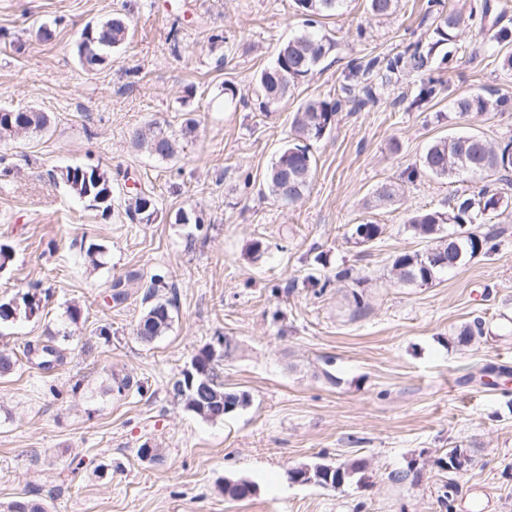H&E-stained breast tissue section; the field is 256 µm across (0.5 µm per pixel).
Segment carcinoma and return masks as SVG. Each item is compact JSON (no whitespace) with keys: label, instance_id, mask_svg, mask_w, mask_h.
Segmentation results:
<instances>
[{"label":"carcinoma","instance_id":"obj_1","mask_svg":"<svg viewBox=\"0 0 512 512\" xmlns=\"http://www.w3.org/2000/svg\"><path fill=\"white\" fill-rule=\"evenodd\" d=\"M400 0H367L368 12L378 18L389 17L399 9ZM345 0H296L297 7L306 16L329 17L342 8ZM440 0H428L427 14L434 16L431 37L427 44L410 45L396 54L366 55L348 62L342 71L339 94L327 99H312L302 103L293 115L291 128L295 138L279 151L265 174V184L271 196L287 205L302 199L308 188L314 168L313 155L308 142L319 140L330 133L339 112L351 106L360 109L376 98V90L384 84L397 83L403 75H427L435 65L450 62L448 44L455 32L468 27L476 17L474 11L450 8L444 13L437 9ZM491 13L490 4L481 8L482 29L487 43L506 46L512 43V28L501 24L497 18L491 22L486 18ZM129 37V23L123 17L88 24L81 31L76 51L80 64H88L93 70L105 65L112 52L121 48ZM333 42L326 36L304 34L281 42L273 62L254 76L251 100L254 109L266 116L279 111L282 103L293 95L306 78L328 57ZM438 81L428 78L414 97L412 104L430 102L439 93ZM453 111L462 115L482 112H512V96L500 94L496 97L480 93L461 94L453 100ZM49 116L34 109L24 112L12 108H0V139L16 138L22 133L42 131L47 128ZM196 124L188 122L175 133L157 123L145 124L132 132L135 148L160 159L170 160L183 151V142L194 138ZM479 171L488 177L498 176L505 186H512V142L502 147L494 146L475 132L457 133L433 140L420 156L419 162L406 168L403 179L414 182L423 174L453 180L461 175ZM73 196L89 203L102 214L112 210L114 186L112 179L96 166L67 167L53 175ZM402 186L386 182L377 186L364 202L367 209H380L393 205L401 195ZM509 197L501 187L485 186L478 194H463L453 198L448 211H421L408 219L414 234L426 240L423 251L402 252L395 256L391 272L403 285L426 286L439 274L455 269L484 252L492 240L488 233L482 234L471 226L481 224L485 216L501 208L509 207ZM130 220L140 224H153L158 217L155 199L146 194L127 198L125 209ZM453 230L444 232V226ZM381 227L372 222L355 225L353 234L356 243L365 244L377 238ZM456 236L460 250L448 249V235ZM42 297L38 288L31 287L12 298L0 301V326L7 325L19 317L29 318L42 308ZM172 301H155L141 316L137 325V336L145 341L163 335L170 327ZM485 321L476 316L460 333L461 341L468 342L484 334ZM43 360L40 365L49 369L62 359V346L51 337L40 347ZM198 371L193 382L181 376L172 384L176 396L184 402L187 410L205 419L214 420L226 416L224 409V380L214 364V349L204 348L194 356ZM210 390L217 400V411H202L197 408V390L200 386ZM472 461L462 448L448 451V483L440 495V501L453 508L459 485L453 475L464 470ZM366 462L362 459L343 461L339 464H320L298 468L314 479V484L324 489H338L349 483L367 486Z\"/></svg>","mask_w":512,"mask_h":512}]
</instances>
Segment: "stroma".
Masks as SVG:
<instances>
[{"instance_id": "stroma-1", "label": "stroma", "mask_w": 512, "mask_h": 512, "mask_svg": "<svg viewBox=\"0 0 512 512\" xmlns=\"http://www.w3.org/2000/svg\"><path fill=\"white\" fill-rule=\"evenodd\" d=\"M425 3L402 0L379 19L366 0H347L318 18L332 54L267 117L225 100L224 86L248 90L279 43L306 31L294 0H0V106L51 117L44 131L0 140V165L11 170L0 177V243L12 248L0 300L33 283L43 298L35 316L0 329V350L19 355L0 377V512L19 499L46 512H512V207L492 214L489 253L422 287L397 283L392 260L424 250L407 220L447 210L455 185L424 175L394 206L363 207L437 137L472 129L497 146L512 142V112L463 118L451 108L463 93H512L500 48L484 44L479 25L459 30L452 64L433 73L443 83L436 99L410 104L417 76L380 87L375 102L340 112L312 142L313 177L298 203L262 191L297 107L335 97L350 59L427 38ZM116 15L131 21L128 42L104 67L82 71L81 29ZM42 27L50 38L39 37ZM214 34L223 43L211 45ZM190 119L196 135L176 159L131 143L145 123L177 132ZM75 165L119 175L111 216L53 181L52 171ZM138 191L155 198L156 223L126 217L125 199ZM180 211L199 223H176ZM366 221L382 232L360 246L350 229ZM92 243L101 247L93 262ZM342 265L354 281H307ZM131 274L127 299L114 304L113 281ZM155 277L156 299L176 305L170 328L148 343L136 325ZM73 304L82 310L75 323ZM478 315L484 336L460 342ZM63 332L71 339L59 365L24 357L26 345ZM209 346L225 390L250 399L215 421L172 390ZM456 445L472 462L448 508L440 460ZM143 447L159 458H140ZM353 457L367 463L365 487L288 477ZM410 467L415 481L390 480ZM229 480L256 492L230 499Z\"/></svg>"}]
</instances>
